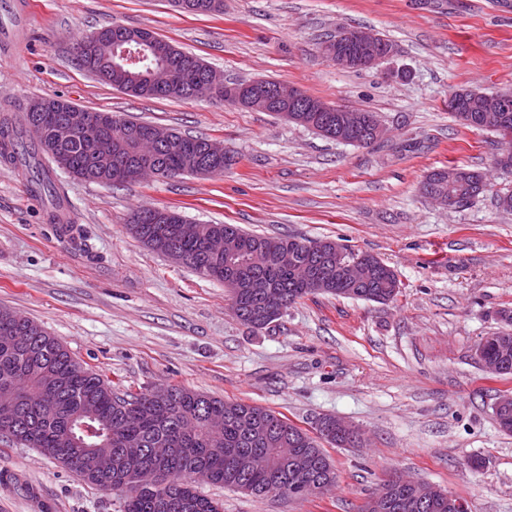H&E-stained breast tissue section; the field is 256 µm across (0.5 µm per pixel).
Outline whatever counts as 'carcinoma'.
Instances as JSON below:
<instances>
[{
  "label": "carcinoma",
  "instance_id": "cac0c4a2",
  "mask_svg": "<svg viewBox=\"0 0 512 512\" xmlns=\"http://www.w3.org/2000/svg\"><path fill=\"white\" fill-rule=\"evenodd\" d=\"M194 9H183L192 15H221L224 0H193ZM149 43L150 60L167 64L175 70L191 71L199 79L202 60L183 51L156 33L144 30ZM78 63L90 72L100 67V60L90 45V35L76 41L73 47ZM107 83L126 94L144 98H175L186 100L191 93L181 88H155L148 85L147 68L127 66L112 71ZM490 95L459 89L449 99L456 106L448 107L465 127L474 128L478 111ZM40 116L26 125L5 115L0 118V160L20 165L30 173L31 181L43 193L55 197L54 183L40 163L42 141L54 140L69 155L67 173L75 178L98 182L102 169L90 152L88 137L60 133L61 116L69 101L61 98H39ZM344 120L342 112H290L288 121L314 129L327 138L336 139V129ZM182 152L164 157L160 164L166 177L198 174L204 156V139L183 137ZM460 177L448 179V173L434 170L424 186L444 191L456 198V205L469 203L483 192L482 176L459 169ZM169 214L164 224H127L128 232L152 250L163 254L169 248L181 252L188 266L202 276L224 284L237 317L247 326L249 319L240 310L250 304L249 298L238 294L236 285L256 277L263 278L275 291L268 303L270 317L278 319L282 310L298 300L315 294L351 297L378 303L397 299L400 289L396 272L378 257L343 249L344 262L365 261L368 274L361 286L340 274L317 272L324 282L313 287L301 280L291 267L282 265L280 255L288 252L299 262H317L308 257L304 246L313 244L335 250L336 242L328 239L307 242L294 237H270L247 232L236 224H200L198 231L187 234L179 224L182 214L164 207ZM503 330L483 337L479 366L493 377L512 375V311L500 315ZM14 385L20 402L14 422L17 442L28 448H43L62 467L86 484L100 490L118 492L123 496V512H221L219 504L199 494L192 476L205 471L209 482L231 490H247V494L264 496L293 477L276 464L281 449L296 457L313 460L310 475H333V461L324 444L288 418L265 407L241 401L208 396L184 386L171 385L169 393L159 394L148 387L123 393L112 389L101 374L85 367L67 347L38 323L27 320L18 324L12 312L0 309V385ZM499 427L512 433V401L494 408ZM86 425L93 434L84 436L88 445L112 453L116 467L109 475L90 473L80 464V449L71 445L73 433ZM151 448H174L176 452L164 459L149 453ZM256 453L267 458L264 469L243 474L236 466L244 454ZM142 468L164 472V483L156 488H142L134 475ZM382 488L389 490L390 507L385 512H416L414 491L408 484H394L388 479Z\"/></svg>",
  "mask_w": 512,
  "mask_h": 512
}]
</instances>
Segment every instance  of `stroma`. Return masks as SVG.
<instances>
[{
	"mask_svg": "<svg viewBox=\"0 0 512 512\" xmlns=\"http://www.w3.org/2000/svg\"><path fill=\"white\" fill-rule=\"evenodd\" d=\"M28 22L0 55V116L37 97L114 112L222 142L218 175L104 186L55 170L83 231L71 244L50 223L29 176L0 162V306L56 336L86 366L125 389L181 385L257 404L304 429L326 415L363 430L365 446L333 448L336 486L322 496L255 498L207 483L224 512H361L391 475L465 498L470 512H512V433L495 419L512 376L488 377L474 348L512 309V170L491 130L457 122L452 90L512 88V0H224L193 16L171 0H24ZM145 28L223 74L267 79L337 105L377 112L385 139L337 142L270 112L208 98L126 95L84 71L82 36L109 23ZM362 27L393 56L362 70L336 66L322 40ZM463 167L483 176L469 204L445 207L426 175ZM144 206L265 236L330 239L371 253L401 282L395 301L317 295L263 329L244 325L223 284L131 237ZM484 458L480 470L470 456ZM122 497L80 481L35 448L0 439V512H122Z\"/></svg>",
	"mask_w": 512,
	"mask_h": 512,
	"instance_id": "obj_1",
	"label": "stroma"
}]
</instances>
